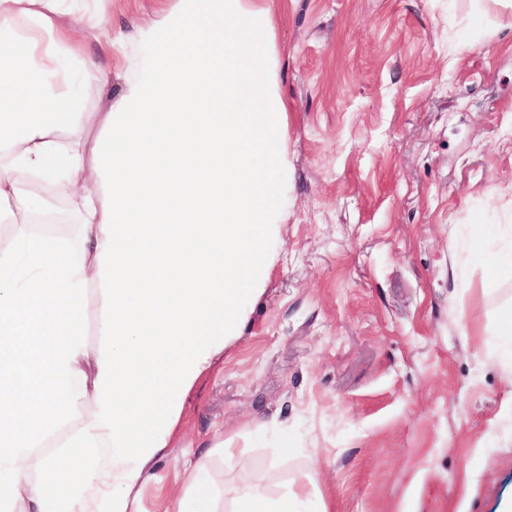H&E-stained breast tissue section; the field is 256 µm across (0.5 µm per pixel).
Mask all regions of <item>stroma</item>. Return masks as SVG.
<instances>
[{"label":"stroma","instance_id":"obj_1","mask_svg":"<svg viewBox=\"0 0 512 512\" xmlns=\"http://www.w3.org/2000/svg\"><path fill=\"white\" fill-rule=\"evenodd\" d=\"M267 15L278 106L270 264L181 427L129 489L166 512L203 463L228 491L306 490L328 512H512V359L491 281L512 221V8L499 0H246ZM182 0H60L84 19L105 111L140 32ZM243 462H225L221 446Z\"/></svg>","mask_w":512,"mask_h":512}]
</instances>
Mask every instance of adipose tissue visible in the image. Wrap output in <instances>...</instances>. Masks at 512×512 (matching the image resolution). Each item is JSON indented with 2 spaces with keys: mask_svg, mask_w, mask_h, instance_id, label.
Returning <instances> with one entry per match:
<instances>
[{
  "mask_svg": "<svg viewBox=\"0 0 512 512\" xmlns=\"http://www.w3.org/2000/svg\"><path fill=\"white\" fill-rule=\"evenodd\" d=\"M54 2L0 0V512H129V486L175 434L269 262L268 22L241 0H184L168 29L144 28V77L82 112L62 78L81 22L58 28ZM84 128L98 129L92 143L74 139ZM36 187L51 193L39 211ZM62 202L76 236L36 231ZM75 417L65 449L37 456ZM186 484L169 512H216L200 468ZM307 503L241 491L230 512Z\"/></svg>",
  "mask_w": 512,
  "mask_h": 512,
  "instance_id": "adipose-tissue-1",
  "label": "adipose tissue"
}]
</instances>
